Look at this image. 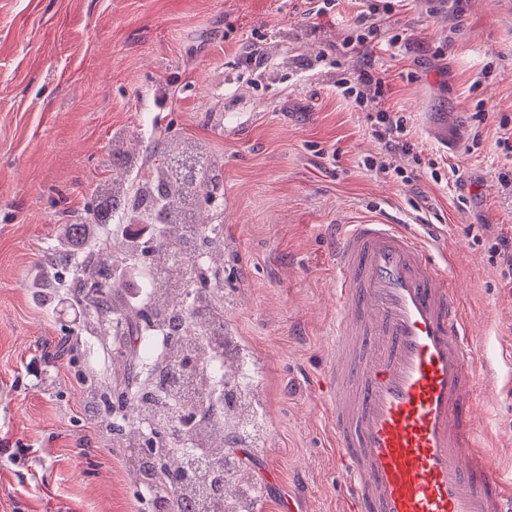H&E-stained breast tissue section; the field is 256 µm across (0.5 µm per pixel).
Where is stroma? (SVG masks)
I'll return each mask as SVG.
<instances>
[{
	"label": "stroma",
	"mask_w": 512,
	"mask_h": 512,
	"mask_svg": "<svg viewBox=\"0 0 512 512\" xmlns=\"http://www.w3.org/2000/svg\"><path fill=\"white\" fill-rule=\"evenodd\" d=\"M0 0V512H142L118 440L95 423L83 378L121 372L109 339L44 261L65 224L87 222L95 188L148 165L150 137L218 159L224 319L252 359L261 416L242 478L261 512H336L325 371L336 318V227L383 215L448 253L471 321L473 364L499 392L476 404L512 474V289L488 260L512 231L497 146L512 135V14L504 0H394L376 24L382 107L406 116L424 156L459 181L380 175L382 144L338 79L363 60L344 41L363 0ZM396 46H388L390 36ZM261 47V68L242 65ZM489 118L476 125L473 114ZM442 127L447 145L432 141Z\"/></svg>",
	"instance_id": "35a3bbf8"
}]
</instances>
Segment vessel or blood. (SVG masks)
I'll use <instances>...</instances> for the list:
<instances>
[{"mask_svg": "<svg viewBox=\"0 0 512 512\" xmlns=\"http://www.w3.org/2000/svg\"><path fill=\"white\" fill-rule=\"evenodd\" d=\"M328 417L345 512H512L474 407L455 288L429 241L375 220L336 235Z\"/></svg>", "mask_w": 512, "mask_h": 512, "instance_id": "obj_1", "label": "vessel or blood"}]
</instances>
